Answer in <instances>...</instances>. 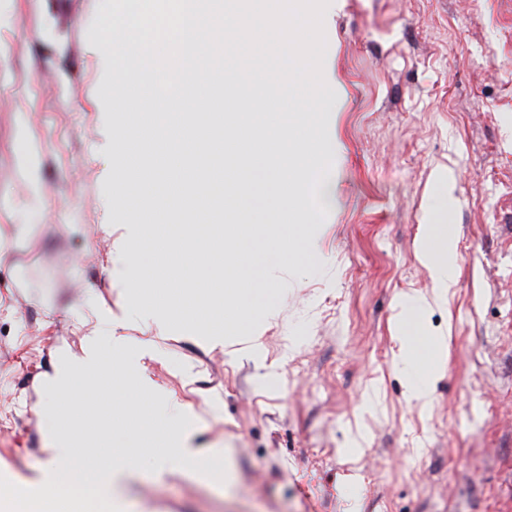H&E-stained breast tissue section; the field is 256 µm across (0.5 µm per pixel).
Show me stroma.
<instances>
[{"mask_svg":"<svg viewBox=\"0 0 512 512\" xmlns=\"http://www.w3.org/2000/svg\"><path fill=\"white\" fill-rule=\"evenodd\" d=\"M105 2L0 0V475L46 480L41 408L85 338L114 334L192 419L185 447L226 462L221 484L132 469L113 488L130 512H512V0H337L329 214L219 346L190 314L141 317L127 281L143 244L112 193L131 129L94 29ZM438 218L456 285L417 312ZM413 328L448 338L424 408Z\"/></svg>","mask_w":512,"mask_h":512,"instance_id":"stroma-1","label":"stroma"}]
</instances>
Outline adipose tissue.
I'll use <instances>...</instances> for the list:
<instances>
[{
    "label": "adipose tissue",
    "mask_w": 512,
    "mask_h": 512,
    "mask_svg": "<svg viewBox=\"0 0 512 512\" xmlns=\"http://www.w3.org/2000/svg\"><path fill=\"white\" fill-rule=\"evenodd\" d=\"M453 244L443 227H430L421 246V262L426 267L436 291L433 295H414L408 302L414 310L423 311L442 303L454 286Z\"/></svg>",
    "instance_id": "adipose-tissue-1"
}]
</instances>
